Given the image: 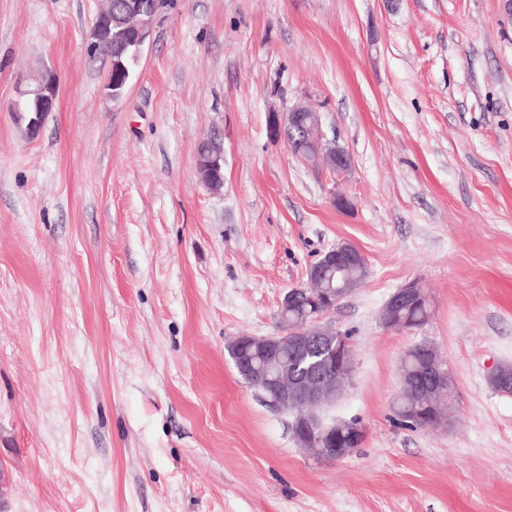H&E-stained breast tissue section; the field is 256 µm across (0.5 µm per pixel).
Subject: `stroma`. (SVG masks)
<instances>
[{
  "mask_svg": "<svg viewBox=\"0 0 512 512\" xmlns=\"http://www.w3.org/2000/svg\"><path fill=\"white\" fill-rule=\"evenodd\" d=\"M101 5L0 0V512H512V395L488 382L512 362V0H168L117 104L85 44ZM47 70L30 139L12 106ZM294 104L350 171L269 138ZM340 242L369 275L324 317L355 364L323 416L365 437L326 461L225 346L275 333ZM410 281L430 319L384 329ZM422 342L456 387L435 429L392 411ZM59 102L57 78L50 71L43 73L33 87L20 91L15 112L26 122V133L35 138L41 132L47 117L55 112ZM196 169L207 189L216 192L224 187V151L220 143L197 154ZM426 301V298L415 282H409L394 291L385 302L380 323L385 329H404L396 320L397 311L401 308Z\"/></svg>",
  "mask_w": 512,
  "mask_h": 512,
  "instance_id": "35a3bbf8",
  "label": "stroma"
}]
</instances>
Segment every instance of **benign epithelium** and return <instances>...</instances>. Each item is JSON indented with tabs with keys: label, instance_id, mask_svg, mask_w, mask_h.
<instances>
[{
	"label": "benign epithelium",
	"instance_id": "7a95c632",
	"mask_svg": "<svg viewBox=\"0 0 512 512\" xmlns=\"http://www.w3.org/2000/svg\"><path fill=\"white\" fill-rule=\"evenodd\" d=\"M160 10L158 0H122L119 9H112V0L98 12L92 24L87 50L106 52L108 75L103 85L107 98L120 101L132 78L130 62H139L151 28ZM59 88L55 75L43 73L34 86L20 91L15 111L26 122V133L35 138L41 132L47 117L57 109ZM268 133L274 140L283 139L291 151L300 154L303 149L313 150L316 165L340 175L351 166L348 152L338 146H325L320 114L304 106H293L268 114ZM196 169L201 182L211 191L224 187V151L214 145L196 156ZM365 261L362 252L348 242H341L320 254L307 270V286L288 290L281 301L280 311H285L298 293H305L310 304L304 320L291 326L292 352L296 358H306L314 352H328L338 356V364L325 363L303 371L286 368L273 376L260 377L252 361L243 356L246 346L264 357L281 352L284 335L278 331L267 336H238L226 345L238 374L249 385L271 396L274 407L292 416L289 428L297 445L324 459H343L355 453L358 446L339 447L336 431L341 423L326 421L315 410L336 402L350 382L354 364V351L349 339L335 327L323 324L320 319L345 295L343 288L313 290L324 270L338 271L352 264ZM426 298L418 285L409 282L394 291L385 302L380 323L386 329L400 330L397 311ZM422 363L416 376L401 377L403 392L443 393L450 373L436 354L433 345L421 347Z\"/></svg>",
	"mask_w": 512,
	"mask_h": 512
}]
</instances>
